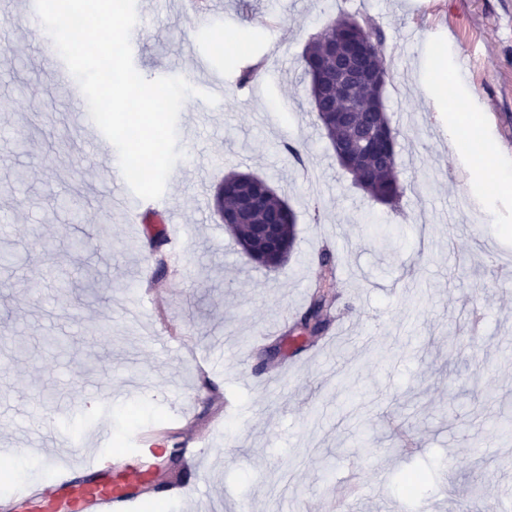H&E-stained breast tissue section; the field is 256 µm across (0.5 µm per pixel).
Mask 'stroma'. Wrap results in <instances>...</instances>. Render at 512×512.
Instances as JSON below:
<instances>
[{"mask_svg":"<svg viewBox=\"0 0 512 512\" xmlns=\"http://www.w3.org/2000/svg\"><path fill=\"white\" fill-rule=\"evenodd\" d=\"M223 2L222 20L201 29L181 0H142L136 70L189 80L201 62L224 99L187 97L168 212L137 224L112 206L110 161L92 155L80 108L42 56L38 15L26 0L0 7V214L14 224L0 252L23 257L0 268V445L30 449L6 479L46 480L47 451L72 461L74 423L111 451L156 431L150 465L172 480L184 476L170 457L184 437L228 449L207 463L208 512H485L512 501V439L500 433L512 423V0ZM342 13L379 28L392 58L396 211L355 185L314 124L301 55ZM228 27L246 34L241 50L216 48ZM250 65L262 93L238 82ZM441 72L468 111L439 94ZM469 123L495 148L497 177L481 152L458 149L454 132ZM231 172L265 179L294 210L282 265L248 263L225 229L215 193ZM379 227L390 250L372 240ZM85 238L90 248H73ZM319 286L336 297L329 323L296 348L286 323ZM342 326L351 334L334 342ZM400 426L412 446L396 447ZM54 436L70 447L50 446ZM419 468L428 481L407 497L398 476Z\"/></svg>","mask_w":512,"mask_h":512,"instance_id":"obj_1","label":"stroma"}]
</instances>
